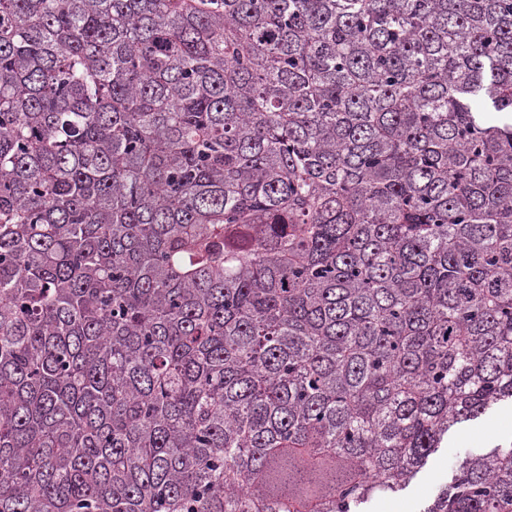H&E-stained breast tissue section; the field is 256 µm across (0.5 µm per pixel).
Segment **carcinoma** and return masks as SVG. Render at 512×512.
<instances>
[{
	"mask_svg": "<svg viewBox=\"0 0 512 512\" xmlns=\"http://www.w3.org/2000/svg\"><path fill=\"white\" fill-rule=\"evenodd\" d=\"M504 400L512 0H0V512H364Z\"/></svg>",
	"mask_w": 512,
	"mask_h": 512,
	"instance_id": "cac0c4a2",
	"label": "carcinoma"
}]
</instances>
